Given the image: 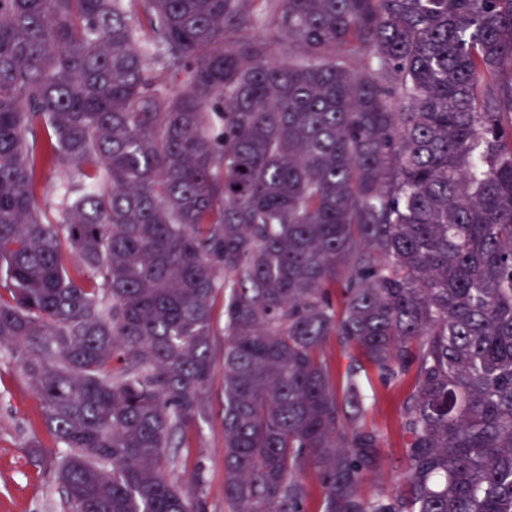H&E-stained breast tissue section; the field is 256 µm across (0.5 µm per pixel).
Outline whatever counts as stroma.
I'll list each match as a JSON object with an SVG mask.
<instances>
[{"instance_id":"35a3bbf8","label":"stroma","mask_w":512,"mask_h":512,"mask_svg":"<svg viewBox=\"0 0 512 512\" xmlns=\"http://www.w3.org/2000/svg\"><path fill=\"white\" fill-rule=\"evenodd\" d=\"M86 189L72 167L61 162L43 171L37 194L52 216L63 198L79 196ZM223 376V358L218 355L214 358L213 383L205 393L210 415L186 427L177 450V472L182 477H189L195 465H202L208 512H224ZM359 382L369 397L366 421L383 440L385 466L380 481L392 488L400 480V418L409 386L404 382L382 383L369 364ZM33 439L45 450H61L45 426L41 402L20 364L9 350H0V512H71L54 474L32 463L28 443Z\"/></svg>"}]
</instances>
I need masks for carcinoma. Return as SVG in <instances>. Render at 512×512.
I'll return each mask as SVG.
<instances>
[{
    "label": "carcinoma",
    "instance_id": "1",
    "mask_svg": "<svg viewBox=\"0 0 512 512\" xmlns=\"http://www.w3.org/2000/svg\"><path fill=\"white\" fill-rule=\"evenodd\" d=\"M221 291L225 512L311 470L318 512H512V0H0V348L72 512H207ZM361 356L410 386L392 492ZM87 190L85 182L74 173L71 166L60 162L55 168H46L40 176L37 194L48 204V216L50 219L56 216V209L60 206L64 196L76 197ZM217 342L214 358V379L205 393L210 406V415L205 421L193 423L178 436L181 441L177 450L179 462L177 473L187 479L197 463L203 467L207 512L224 511V299L218 295L214 307Z\"/></svg>",
    "mask_w": 512,
    "mask_h": 512
}]
</instances>
